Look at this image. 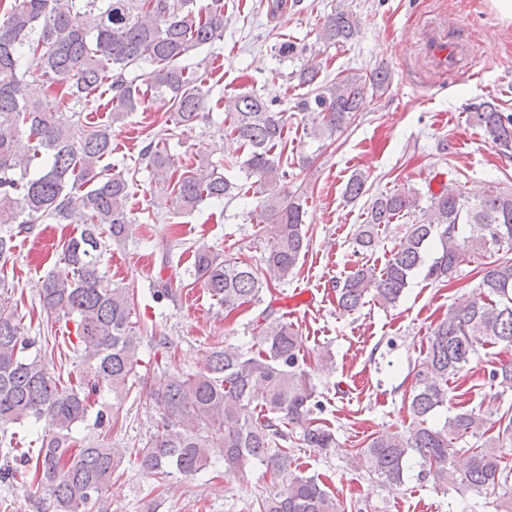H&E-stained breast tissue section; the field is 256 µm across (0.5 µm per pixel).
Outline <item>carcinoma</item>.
<instances>
[{"mask_svg": "<svg viewBox=\"0 0 512 512\" xmlns=\"http://www.w3.org/2000/svg\"><path fill=\"white\" fill-rule=\"evenodd\" d=\"M360 33L358 20L344 8L326 15L319 28L327 44H346ZM224 38V0L204 7L196 0H14L0 22V224H16L28 233L36 224H78L79 234L62 245L64 266L43 282V309L73 323L68 343L85 365L83 382L61 381L45 358L30 355L35 340L17 322L8 286L0 283V429L24 420L44 422L48 434L35 457L33 478L46 487L54 512H88L105 493L121 465L117 448L68 444L76 423L85 421L89 396L112 391L119 405L136 384L140 327L131 320L135 292L104 285L101 254L106 240L124 239L130 221V169L100 163L112 155V126L145 103L170 105L175 127L190 128L208 108L210 88L183 62L194 50ZM142 74L137 75L135 71ZM63 89L57 98H32L28 79ZM296 78L309 91L295 102L306 135L327 141L348 127L363 110L368 90L390 84L387 70L361 77L348 74L330 84L318 70L305 67ZM108 110L107 120L89 123L82 113ZM472 123L504 152L512 151V113L495 100L468 107ZM229 134L245 156L229 161L252 179L261 195L267 248L253 265L225 258L210 248L194 251V276L207 293L231 313L288 280L309 249L303 232L304 194L283 195L288 178L273 149L287 123L279 101L256 92L224 101ZM176 131L149 137L140 163L155 172L172 167L167 141ZM27 149L16 150L18 140ZM367 177L353 174L344 195L356 200L366 192ZM242 187L215 167L188 166L179 171L171 203L190 213L206 200L221 203ZM422 196L413 188L381 193L369 205L367 220L354 242L356 252L372 253L379 228L394 217L412 215L383 268L361 263L336 282L339 309L350 313L372 297L395 305L414 276L448 283L464 263L477 264L483 300H460L434 325L430 345L415 372L408 394L412 422L404 433L372 437L358 449L362 468L384 484H405L411 467L418 480L464 496L502 491L499 512H512V469L503 465L502 448L512 440V416L495 435L487 417L472 409L448 406V377L456 376L486 345L512 346V191L489 187L477 198L452 187ZM253 345L242 350L219 344L200 374L154 372L150 387L163 417L139 448L140 467L158 478L174 473L194 476L210 463V441L224 446V469L240 472L259 464L278 477L291 459L284 443L298 435L306 448L336 447V432L322 418L324 403L308 370L301 339L293 325L268 321ZM441 426L429 424L440 409ZM483 437L468 449L463 468L453 463L454 441ZM257 512H341L335 496L315 476L292 474L257 500Z\"/></svg>", "mask_w": 512, "mask_h": 512, "instance_id": "carcinoma-1", "label": "carcinoma"}]
</instances>
